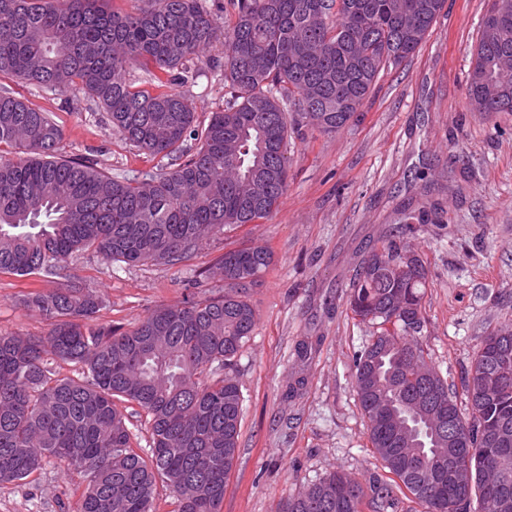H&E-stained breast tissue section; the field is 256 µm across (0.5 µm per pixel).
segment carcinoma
<instances>
[{
	"label": "carcinoma",
	"mask_w": 512,
	"mask_h": 512,
	"mask_svg": "<svg viewBox=\"0 0 512 512\" xmlns=\"http://www.w3.org/2000/svg\"><path fill=\"white\" fill-rule=\"evenodd\" d=\"M108 2L0 0V77L45 90L79 83L113 128L170 168L118 179L65 158L49 113L0 91V273L56 275L82 250L174 266L204 239L267 218L288 187V138L357 120L380 71L419 49L445 0H235L216 62L227 97L204 124L167 85L216 42L205 0H138L126 14ZM137 64L153 69L155 91L130 82ZM467 96L477 112H512V0H492L483 18ZM410 252L385 242L349 295L354 317L375 328L352 377L386 476L365 485L331 472L283 512H393L403 490L423 512H485L494 496L512 512V326L483 337L462 381L464 415L416 336L427 270L406 263ZM271 261L261 245L227 251L224 295L156 308L128 332L98 327L103 299L76 282L26 292L23 305L50 329L0 333V484L53 458L89 477L79 512H153L159 477L177 512H221L243 414L228 369L256 325L249 290ZM50 356L80 365L82 378H53ZM118 402L146 414L147 456L131 448ZM439 414L457 421L454 441L438 436Z\"/></svg>",
	"instance_id": "1"
}]
</instances>
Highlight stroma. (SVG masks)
Wrapping results in <instances>:
<instances>
[{
    "label": "stroma",
    "mask_w": 512,
    "mask_h": 512,
    "mask_svg": "<svg viewBox=\"0 0 512 512\" xmlns=\"http://www.w3.org/2000/svg\"><path fill=\"white\" fill-rule=\"evenodd\" d=\"M491 0H446L421 48L382 70L349 129L288 141V189L267 219L209 238L188 262L131 267L92 251L67 262L95 289L97 322L125 331L160 306L224 292V252L268 246L272 263L250 292L254 331L235 375L243 418L239 452L221 512H282L302 484L338 469L361 479L382 473L351 375L352 356L373 333L347 306L354 275L384 237L402 233L427 269L419 340L432 364L461 393V377L482 339L512 325V112H476L467 98L472 53ZM224 57L215 43L190 61L191 81L172 82L198 121L224 106ZM13 96L50 112L60 155L130 177L164 168L108 123L78 85L46 92L0 79ZM426 223L406 224L411 212ZM64 278L0 274V332L45 335L50 325L24 308L30 287ZM319 347L309 364L298 341ZM81 470L47 462L18 483L0 485V512H76L87 487Z\"/></svg>",
    "instance_id": "stroma-1"
}]
</instances>
